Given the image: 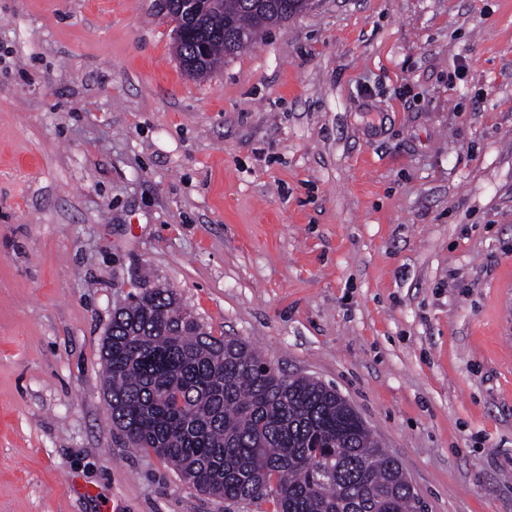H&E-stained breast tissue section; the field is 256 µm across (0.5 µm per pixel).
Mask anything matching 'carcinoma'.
<instances>
[{
	"mask_svg": "<svg viewBox=\"0 0 512 512\" xmlns=\"http://www.w3.org/2000/svg\"><path fill=\"white\" fill-rule=\"evenodd\" d=\"M211 0L181 16L178 56L206 77L308 0ZM112 424L193 488L276 512H422L398 461L336 389L286 376L245 341L184 316L168 288L112 313L102 341Z\"/></svg>",
	"mask_w": 512,
	"mask_h": 512,
	"instance_id": "carcinoma-1",
	"label": "carcinoma"
}]
</instances>
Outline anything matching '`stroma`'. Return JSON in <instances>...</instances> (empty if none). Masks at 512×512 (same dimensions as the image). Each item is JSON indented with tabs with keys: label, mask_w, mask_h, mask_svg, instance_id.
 <instances>
[{
	"label": "stroma",
	"mask_w": 512,
	"mask_h": 512,
	"mask_svg": "<svg viewBox=\"0 0 512 512\" xmlns=\"http://www.w3.org/2000/svg\"><path fill=\"white\" fill-rule=\"evenodd\" d=\"M157 286L512 512V0H314L201 79L162 0H0V512H249L112 424Z\"/></svg>",
	"instance_id": "stroma-1"
}]
</instances>
